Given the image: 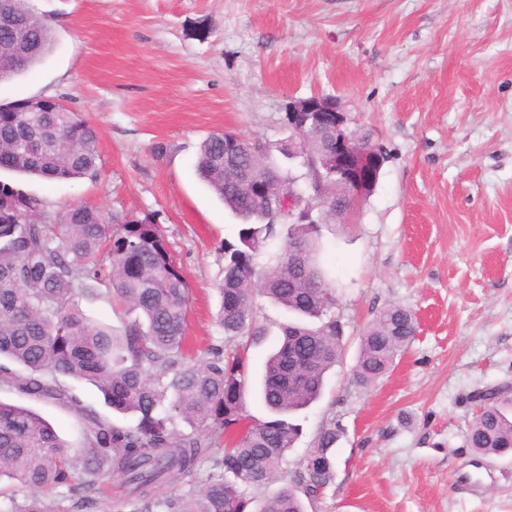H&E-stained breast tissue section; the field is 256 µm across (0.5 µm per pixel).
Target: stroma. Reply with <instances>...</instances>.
<instances>
[{
    "instance_id": "1",
    "label": "stroma",
    "mask_w": 512,
    "mask_h": 512,
    "mask_svg": "<svg viewBox=\"0 0 512 512\" xmlns=\"http://www.w3.org/2000/svg\"><path fill=\"white\" fill-rule=\"evenodd\" d=\"M53 52L0 82V104L52 97L98 133V171L70 182L0 180L52 209L154 215L192 289L198 353L216 322L224 243L239 229L195 174L200 143L232 130L275 143L290 100L331 97L387 153L373 193L322 225L338 282L344 356L293 421L296 467L341 427L336 475L309 512H512V456L476 458L466 433L486 388L512 385V0H29ZM164 154H156L157 144ZM417 332L388 374L351 380L361 330L390 305ZM258 379L289 313L258 299ZM73 447L82 419L0 384ZM482 463L478 490L456 481Z\"/></svg>"
}]
</instances>
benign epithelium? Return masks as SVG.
Returning <instances> with one entry per match:
<instances>
[{
  "instance_id": "7a95c632",
  "label": "benign epithelium",
  "mask_w": 512,
  "mask_h": 512,
  "mask_svg": "<svg viewBox=\"0 0 512 512\" xmlns=\"http://www.w3.org/2000/svg\"><path fill=\"white\" fill-rule=\"evenodd\" d=\"M288 159L299 160L302 164L312 162L315 168L344 182L357 198L369 195L378 180L385 162L384 152L377 143H363L355 139L348 127V118L338 103L325 97H307L288 102ZM327 127L333 136V145L322 150L316 149L315 156H309L311 138L317 131ZM314 195L290 188L267 197L273 210L280 205L294 207L295 203H308V210L323 207L314 204Z\"/></svg>"
}]
</instances>
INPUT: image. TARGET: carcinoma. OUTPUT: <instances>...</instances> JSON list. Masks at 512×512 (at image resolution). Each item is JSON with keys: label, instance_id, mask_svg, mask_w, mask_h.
I'll list each match as a JSON object with an SVG mask.
<instances>
[{"label": "carcinoma", "instance_id": "1", "mask_svg": "<svg viewBox=\"0 0 512 512\" xmlns=\"http://www.w3.org/2000/svg\"><path fill=\"white\" fill-rule=\"evenodd\" d=\"M54 46L49 26L25 13L22 0H0L6 79L29 72ZM16 105H0V170L48 181L94 175L98 135L87 117L72 110L14 112ZM255 151L271 162L276 152L288 157L281 144L259 138L226 156L222 133L208 136L197 153L199 179L240 224L237 240L224 242L217 318L224 340L236 346L228 353L215 346L206 358L188 350L191 288L153 217L131 220L86 206L52 211L44 199L0 181V383L84 416L83 446L73 448L39 413L0 400V482L80 492L68 506L32 495L7 512H87L99 484L114 475L140 502L139 512H306L305 502L333 481L336 428L320 431L295 469L288 470L287 459L299 435L289 416L321 397L343 350L332 315L335 286L321 258L325 220L277 214L255 201L244 188L261 170ZM321 183L331 217L354 208L336 179ZM279 225L286 236L270 252ZM104 247L106 264L96 261ZM103 289L122 308L119 329L82 309ZM258 293L295 315L263 367L260 394L271 414L265 421L249 420L243 404L244 353L265 335L254 308ZM416 331L410 310H381L359 336L353 380L367 387L385 376ZM63 377L93 384L106 405L134 423L117 426L97 415ZM176 416L205 435L177 432ZM232 425L236 438L220 441ZM220 442L224 447H216ZM467 442L480 456L512 453L509 391L487 392ZM275 481L279 488L261 503L241 489ZM166 485L169 494H158Z\"/></svg>", "mask_w": 512, "mask_h": 512}]
</instances>
